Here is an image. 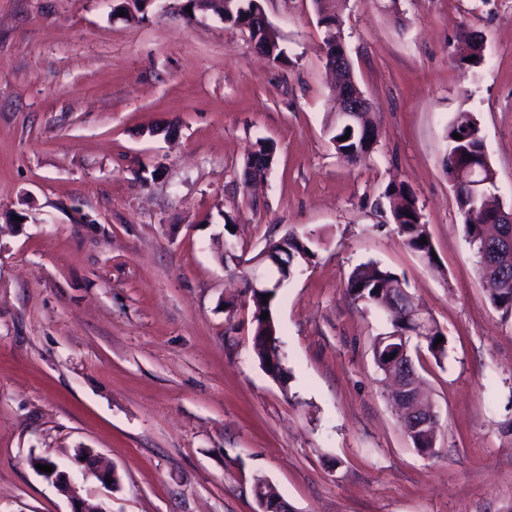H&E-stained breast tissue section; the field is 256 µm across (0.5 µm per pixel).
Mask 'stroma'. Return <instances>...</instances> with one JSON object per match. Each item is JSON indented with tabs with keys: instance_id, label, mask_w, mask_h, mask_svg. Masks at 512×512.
I'll return each instance as SVG.
<instances>
[{
	"instance_id": "1",
	"label": "stroma",
	"mask_w": 512,
	"mask_h": 512,
	"mask_svg": "<svg viewBox=\"0 0 512 512\" xmlns=\"http://www.w3.org/2000/svg\"><path fill=\"white\" fill-rule=\"evenodd\" d=\"M381 4L344 13L382 131L352 164L326 130L311 0H263L284 64L221 16L159 0L138 22L112 0H0V512H71L38 457L110 512H258V475L294 512H512V315L487 298L443 167L448 125L474 112L512 207V0H399V23ZM463 27L484 37L481 76L456 63ZM259 137L276 159L248 188ZM400 181L436 266L380 208ZM228 214L240 264L216 254ZM290 231L316 256L274 300L283 386L254 353L244 279ZM369 260L448 337L443 364L416 363L440 417L431 458L374 363L385 313L346 294Z\"/></svg>"
}]
</instances>
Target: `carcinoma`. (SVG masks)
Masks as SVG:
<instances>
[{
  "mask_svg": "<svg viewBox=\"0 0 512 512\" xmlns=\"http://www.w3.org/2000/svg\"><path fill=\"white\" fill-rule=\"evenodd\" d=\"M345 3L346 0H312L317 24L323 31L322 44L343 43L342 13ZM258 8L260 5L257 0H217L211 5V9L220 13L225 22L248 32L251 41L257 43L273 61L287 62L288 56L276 28L270 23L265 26L256 23L254 15ZM460 40L465 49L459 56L458 63L475 72L479 71L485 61L481 40L475 37L474 32L466 29L461 31ZM473 56L476 57L475 61H467V58ZM327 131L336 153L353 163L361 162L370 155L380 135L379 128L373 123L368 124L363 132L360 124L357 123L351 128L341 124L335 117L327 123ZM455 133L460 134V138H454ZM344 136L347 137L345 141L342 140ZM446 140L448 149L443 159L445 172L450 175L456 171V166L474 163L481 170V190L491 192L495 187L496 172L486 153L475 114L469 110L458 112L446 130ZM455 196L463 217L464 235L478 258L480 275L494 285L490 289L489 302L507 316L512 313V239L503 242L501 236L508 234L512 226L488 224L487 211L479 209V196L468 185L462 183L457 186ZM385 198L391 219L396 224L404 245L428 265H435L432 242L420 243V239L428 235V232L422 221L423 215L415 192L406 183L399 182L388 187ZM312 244V238L288 232L278 239L267 241L256 259L265 264L271 259L288 263V276L291 277L301 265L315 257ZM245 288L251 293L252 343L258 362L271 379L285 387L288 370L281 353L279 329L273 313V302L280 284L270 282L266 288L257 292L251 288V280L247 279ZM346 293L357 306L381 310L389 299L401 303L410 298L405 279L374 260L364 262L352 271L346 284ZM265 294L268 295L266 299L263 298ZM264 311L268 312L266 319L261 318ZM390 323L391 330L373 343L374 362L381 372L384 373L391 367L389 356L399 355L398 351L390 349L389 338L394 333L406 335V340L414 343V350L417 352L423 347L426 348L439 364L447 358L448 341L436 343L437 338L444 335V331L434 318H429V327L425 328L423 334L417 331L414 321L401 309L392 315ZM405 434L420 454L432 457L437 453V438L427 435L423 430L413 432L407 429ZM252 490L257 499L279 497L272 483L262 475L254 477Z\"/></svg>",
  "mask_w": 512,
  "mask_h": 512,
  "instance_id": "obj_1",
  "label": "carcinoma"
}]
</instances>
